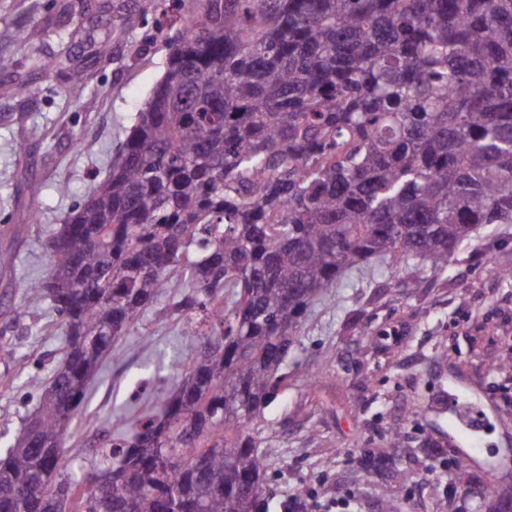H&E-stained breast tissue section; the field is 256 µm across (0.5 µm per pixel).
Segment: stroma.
<instances>
[{
    "mask_svg": "<svg viewBox=\"0 0 512 512\" xmlns=\"http://www.w3.org/2000/svg\"><path fill=\"white\" fill-rule=\"evenodd\" d=\"M62 2L0 0V57L11 63L5 77L26 87L24 95L0 98V251L15 256L13 267L0 269V337L11 344L10 356L0 358V452L36 407L40 388L32 377L47 379L63 352L48 300L17 285L44 274L53 228L108 174L164 72L170 27L179 20L171 0H160L132 30L124 19L140 0H88L87 11L64 20ZM59 57L63 66L44 69ZM80 76L85 89L77 103L67 89ZM33 201L39 218L29 224L24 215ZM504 269L512 270V224L481 226L447 271L412 279L394 266L377 277L356 269L312 306L284 386L252 426L270 463L264 512L297 491L349 500V512H381L385 479L359 460L395 427L406 446L428 439L435 448L427 462L405 464L404 512H455L460 504L473 512L441 468L468 448L448 424L452 393L490 420L478 435L490 457L472 459L473 472L512 485V470L490 467L512 457V278L501 277ZM18 306L27 311L21 322L10 318ZM189 342L181 319L158 307L114 340L66 438L79 462H98L101 440L128 409L171 393ZM324 367L330 376L314 390L307 376Z\"/></svg>",
    "mask_w": 512,
    "mask_h": 512,
    "instance_id": "obj_1",
    "label": "stroma"
}]
</instances>
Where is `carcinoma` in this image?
Here are the masks:
<instances>
[{"label": "carcinoma", "instance_id": "cac0c4a2", "mask_svg": "<svg viewBox=\"0 0 512 512\" xmlns=\"http://www.w3.org/2000/svg\"><path fill=\"white\" fill-rule=\"evenodd\" d=\"M192 2L109 174L20 285L65 347L0 454V512H253L251 426L315 301L365 265L445 269L475 228L512 224V0ZM161 304L194 337L174 392L76 482L69 427L112 341ZM399 447L365 449L382 512H403ZM451 481L499 512L467 460Z\"/></svg>", "mask_w": 512, "mask_h": 512}]
</instances>
